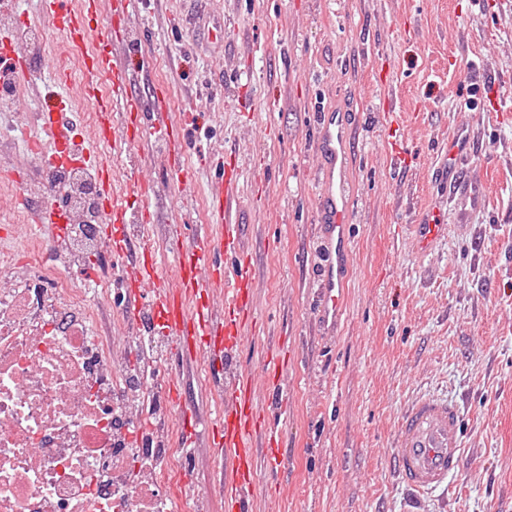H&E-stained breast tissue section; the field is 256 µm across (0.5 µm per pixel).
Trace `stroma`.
<instances>
[{"label": "stroma", "mask_w": 512, "mask_h": 512, "mask_svg": "<svg viewBox=\"0 0 512 512\" xmlns=\"http://www.w3.org/2000/svg\"><path fill=\"white\" fill-rule=\"evenodd\" d=\"M162 12L142 45L140 92L166 93L173 119L189 110L202 124L185 158L191 178L168 182L156 158L140 171L158 187L146 239L171 265L170 201L187 200V224L208 223V184L226 151L241 149L244 238L261 248L257 320L240 356L257 395L272 340L288 352L291 414L280 447L257 459L252 512H512V114L486 111L470 85L474 67L493 71L512 107V28L498 27L489 0H164ZM390 99L404 114L393 135ZM330 105L355 112L361 132L346 312L322 337L314 125ZM471 124L485 129L468 170L485 207L463 222L446 210L447 242L419 255L411 226L433 193L436 152ZM394 138L405 166L392 159ZM38 169L34 154L0 157V216L17 193L38 190ZM184 384L195 438L187 473L210 488L207 512H229L216 486L228 461L205 431L221 394L202 367ZM427 393L458 403L466 460L455 501L436 492L414 505L391 454L401 411ZM274 468L278 492L266 483Z\"/></svg>", "instance_id": "35a3bbf8"}]
</instances>
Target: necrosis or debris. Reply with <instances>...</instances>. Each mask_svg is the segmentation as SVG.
Listing matches in <instances>:
<instances>
[{
    "label": "necrosis or debris",
    "instance_id": "obj_1",
    "mask_svg": "<svg viewBox=\"0 0 512 512\" xmlns=\"http://www.w3.org/2000/svg\"><path fill=\"white\" fill-rule=\"evenodd\" d=\"M40 186L15 218L68 195L70 257L59 265L43 238L20 262L0 242V512H168L186 454L173 427L149 428L172 411L163 361L145 353L129 372L99 321L110 293L64 274L91 255L110 263L97 186L72 164Z\"/></svg>",
    "mask_w": 512,
    "mask_h": 512
}]
</instances>
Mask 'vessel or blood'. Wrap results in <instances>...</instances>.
Listing matches in <instances>:
<instances>
[{
    "instance_id": "obj_1",
    "label": "vessel or blood",
    "mask_w": 512,
    "mask_h": 512,
    "mask_svg": "<svg viewBox=\"0 0 512 512\" xmlns=\"http://www.w3.org/2000/svg\"><path fill=\"white\" fill-rule=\"evenodd\" d=\"M139 4L140 0H36L39 16L63 33L67 53L80 60L77 72L56 71L55 103L41 110L38 119L55 153L81 161L98 184L102 224L112 232L113 267L128 301L161 313L162 332L181 364H193L199 355H206L210 376L224 392L209 445L232 461L221 480L232 512H247L257 484V456L261 449L278 443L277 423L288 416V400L278 387L284 370L278 357L263 362L262 370L270 382L271 400L266 404L260 403L236 365V354L256 311L252 257L237 222L242 194L234 171L242 155L236 151L227 155L221 178L210 186L211 223L186 233L182 222L185 204L171 202L168 234L174 265L167 272L147 242L132 231L133 225L156 221L152 207L158 192L155 183L135 175L117 180L109 159L98 150L99 143L109 142L145 159L160 147L170 181L180 182L190 175L184 158L199 127L197 114L188 113L176 121L164 95L154 93L145 98L133 93L138 41L112 32V20L124 18ZM4 80L35 92L43 85L34 75L30 56L18 50L9 32L0 34V82ZM74 80L80 82L97 114L96 136L91 142L76 139L61 117ZM107 81L112 84L108 95L102 92ZM353 132L349 112L333 106L322 109L315 140L321 158V197L314 233L322 261L314 302L319 333L326 337L335 335L345 313L353 213ZM479 141L477 128L462 126L445 143L435 168V181L442 192L421 210L414 226L421 251L430 250L445 236L442 213L448 198L473 200V185L463 175L462 165L475 156ZM63 221L62 205L52 204L36 212L32 228L58 235ZM217 290L224 293L220 310L210 303ZM395 448L396 472L410 492L449 490L450 479L462 470L465 460L458 405L440 395L421 396L402 413Z\"/></svg>"
}]
</instances>
